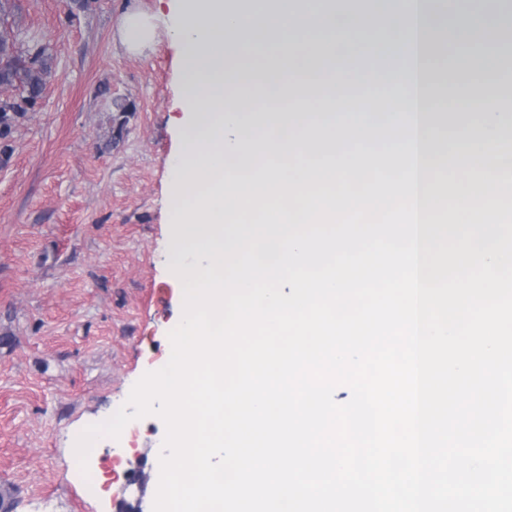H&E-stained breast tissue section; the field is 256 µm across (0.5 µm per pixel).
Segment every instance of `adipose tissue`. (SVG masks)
<instances>
[{"label":"adipose tissue","mask_w":512,"mask_h":512,"mask_svg":"<svg viewBox=\"0 0 512 512\" xmlns=\"http://www.w3.org/2000/svg\"><path fill=\"white\" fill-rule=\"evenodd\" d=\"M173 36L181 49L187 96L178 121L181 159L170 187L172 262L195 250L230 249L257 227L285 234L326 203L342 211L351 202L393 203L416 195L418 231L459 230L456 201L472 199L493 215L482 225L499 234L512 216L505 193L512 177V103L502 95L466 90L436 77L428 102L445 96L477 115L473 135L449 138L447 113L427 110L415 122L408 108L414 85L412 58H425L411 14L368 13L369 27L396 28L398 39L377 43L365 71L362 57H348L334 29L288 0H171ZM279 20L289 33L275 52L254 42L256 25ZM262 57L259 68L227 66L242 53ZM392 76L388 96L374 112L337 110V87ZM468 148L473 178L458 180L448 169L446 141ZM285 215L286 224L275 221Z\"/></svg>","instance_id":"adipose-tissue-1"}]
</instances>
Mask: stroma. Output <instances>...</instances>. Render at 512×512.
I'll return each mask as SVG.
<instances>
[{
  "label": "stroma",
  "mask_w": 512,
  "mask_h": 512,
  "mask_svg": "<svg viewBox=\"0 0 512 512\" xmlns=\"http://www.w3.org/2000/svg\"><path fill=\"white\" fill-rule=\"evenodd\" d=\"M13 3L0 31L22 58L47 46L50 73L0 159V490L10 512H114L137 492L128 460L156 475L164 422L140 418L116 474L97 439L96 487L72 450L162 367L181 313L167 232L185 91L165 25L137 50L121 38L128 13L163 17L169 0Z\"/></svg>",
  "instance_id": "stroma-1"
}]
</instances>
